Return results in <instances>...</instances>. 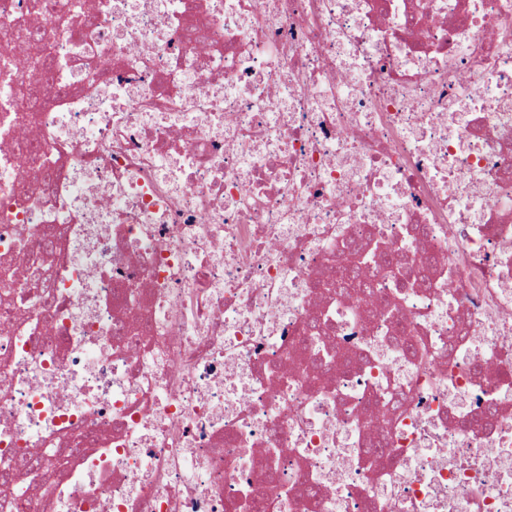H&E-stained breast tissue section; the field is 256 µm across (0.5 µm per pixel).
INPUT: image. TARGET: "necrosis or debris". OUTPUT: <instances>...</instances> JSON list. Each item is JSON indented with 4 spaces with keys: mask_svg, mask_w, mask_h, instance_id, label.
I'll use <instances>...</instances> for the list:
<instances>
[{
    "mask_svg": "<svg viewBox=\"0 0 512 512\" xmlns=\"http://www.w3.org/2000/svg\"><path fill=\"white\" fill-rule=\"evenodd\" d=\"M507 22L0 0V512H512Z\"/></svg>",
    "mask_w": 512,
    "mask_h": 512,
    "instance_id": "1",
    "label": "necrosis or debris"
}]
</instances>
